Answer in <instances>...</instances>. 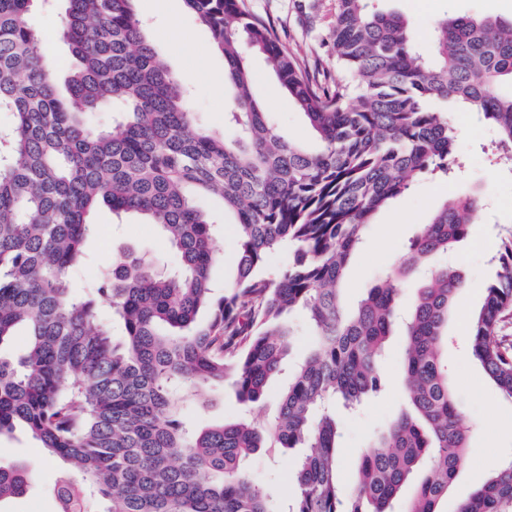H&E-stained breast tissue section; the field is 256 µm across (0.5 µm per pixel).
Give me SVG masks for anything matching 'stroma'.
<instances>
[{"instance_id":"35a3bbf8","label":"stroma","mask_w":512,"mask_h":512,"mask_svg":"<svg viewBox=\"0 0 512 512\" xmlns=\"http://www.w3.org/2000/svg\"><path fill=\"white\" fill-rule=\"evenodd\" d=\"M335 0H247L254 13L270 21L282 39L300 57L321 59L332 66L328 52L329 23ZM382 10L403 16L419 36L423 52H430L431 24L443 17L494 16L512 18V0H379ZM134 13L146 24L147 36L192 93L195 125L217 133L224 130V95L219 80L224 76V58L212 45L209 32L187 9L184 0H170L169 9L158 8L155 0H133ZM256 73L257 95L268 111L274 112L290 137L309 143L312 133L304 116L297 112L267 72L262 60L251 62ZM457 130V150L464 166L459 177L445 181L425 177L380 211L367 237L364 249L354 258L345 278L344 294L353 300L363 296L375 283L377 274L404 254L409 240L447 199L470 189L488 196V206L472 225L470 235L443 260L459 269L466 286L456 296L448 321V343L442 353L453 377L454 393L463 409V421L471 429L468 464L448 490L442 512H455L482 482L504 461L512 458V401L504 399L496 387L483 380L480 365L471 357L466 342L467 320L483 303L484 288L496 277L489 262L497 248V233L512 225V164L500 158L493 127L472 112L451 115ZM204 206L219 222L215 237L224 261L215 267V288H223L233 278L237 257L235 224L225 222L222 203L209 198ZM92 221L98 235L88 242L85 263L71 276L73 291L81 295L96 283L100 269L112 258L133 253L169 269L176 256L162 241L159 230L134 217L116 218L109 207L96 210ZM404 336L395 328L384 360L390 389L380 400L368 403L356 412L341 413L342 438L338 450L339 475L344 487H351L359 462L376 434L389 421L405 411L402 393ZM288 385L287 375L273 378L264 405L249 412L237 400L232 384L221 388L201 387L179 400L184 421L197 428L232 422L255 414L264 422L272 421L281 392ZM31 464L35 478L24 496L0 504V512H56L52 487L59 476V462L47 458L37 442L23 429L0 437V464ZM295 454L285 448H264L251 461L253 476L270 492L274 502L291 497L294 486L291 472Z\"/></svg>"}]
</instances>
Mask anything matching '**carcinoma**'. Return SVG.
<instances>
[{"label": "carcinoma", "instance_id": "carcinoma-1", "mask_svg": "<svg viewBox=\"0 0 512 512\" xmlns=\"http://www.w3.org/2000/svg\"><path fill=\"white\" fill-rule=\"evenodd\" d=\"M32 0H0V347L18 327L29 343L0 355V436L22 426L66 469L58 512H272L250 475L262 448L299 449L295 489L281 512H441L468 462L470 429L454 398L440 345L464 286L433 256L469 235L482 193L447 200L421 225L403 259L356 302L343 280L370 224L426 176L461 168L448 114L464 105L491 121L512 160V20L444 17L420 56L402 16L374 0H336L335 71L304 60L245 0H184L224 57V133L192 130L190 96L155 48L131 0H62L58 29L74 63L61 94L28 23ZM271 73L316 134L310 148L284 135L254 91L251 57ZM110 107L99 128L90 114ZM217 197L235 218L236 273L217 297L223 261L210 213ZM105 205L160 230L178 263L167 272L132 254L72 293L70 273ZM289 249L272 269L269 255ZM469 349L512 401V228L491 259ZM425 276L400 305L398 283ZM123 324L115 339L101 305ZM301 313L315 343L294 369L268 427L249 421L200 430L180 417L173 390L232 383L240 402L263 405L292 347L286 319ZM404 326L408 410L377 435L355 483L338 477L336 409L383 397L382 360ZM26 465H0V502L23 495ZM458 512H512V460Z\"/></svg>", "mask_w": 512, "mask_h": 512}]
</instances>
